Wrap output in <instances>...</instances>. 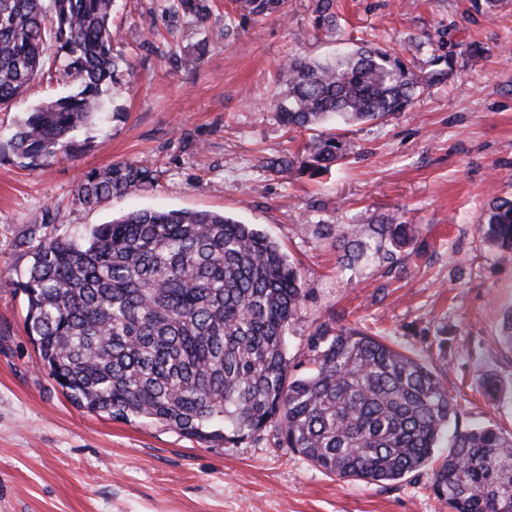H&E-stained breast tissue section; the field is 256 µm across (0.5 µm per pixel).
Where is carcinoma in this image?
Segmentation results:
<instances>
[{"instance_id":"1","label":"carcinoma","mask_w":512,"mask_h":512,"mask_svg":"<svg viewBox=\"0 0 512 512\" xmlns=\"http://www.w3.org/2000/svg\"><path fill=\"white\" fill-rule=\"evenodd\" d=\"M199 25L210 0H160ZM288 0H231L234 13L286 14ZM116 0H0V107L39 76L63 71L80 90L28 113L12 135L16 155L47 161L73 149L92 123L102 88L119 81ZM334 0L316 12L336 28ZM56 55L48 56V45ZM272 108L289 128L326 131L270 161L311 175L346 159L340 125L405 111L424 82L388 51L361 43L334 61L294 59ZM157 182L148 163L117 162L82 174L75 200L94 208ZM39 233L19 284L25 326L42 368L71 401L112 418L137 417L215 445L267 431L324 473L397 481L448 455L432 473L448 512H512V432L463 426L436 371L368 332L321 324L308 338L304 374L288 369L287 338L307 297L303 275L252 224L209 211L125 213L76 241ZM340 264L398 265L417 225H324ZM485 244L512 258V199L496 198L480 225Z\"/></svg>"}]
</instances>
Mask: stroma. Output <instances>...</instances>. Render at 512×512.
Returning a JSON list of instances; mask_svg holds the SVG:
<instances>
[{"mask_svg": "<svg viewBox=\"0 0 512 512\" xmlns=\"http://www.w3.org/2000/svg\"><path fill=\"white\" fill-rule=\"evenodd\" d=\"M336 28L315 0L288 15L225 24L215 8L198 26L162 13L159 0H118L114 51L125 65L104 90L98 120L80 129L75 155L17 157L8 142L27 112L70 89L34 80L0 110V512H448L425 469L390 482L325 474L264 435L215 446L163 425L115 419L74 404L40 367L16 286L31 262L29 229L61 214L63 233L143 209L214 211L280 244L309 297L288 343L291 365L324 322L368 328L442 375L462 424L512 432V348L499 344L512 306V261L482 243L479 222L495 197L512 198V0H335ZM208 53L194 67L200 41ZM369 42L430 77L406 111L346 127L351 158L309 176L270 169L297 152L271 107L286 89L284 64L334 56ZM148 161L153 188L89 209L74 200L80 175ZM394 219L417 225L405 267L343 268L319 224ZM500 383L497 395L483 375Z\"/></svg>", "mask_w": 512, "mask_h": 512, "instance_id": "1", "label": "stroma"}]
</instances>
